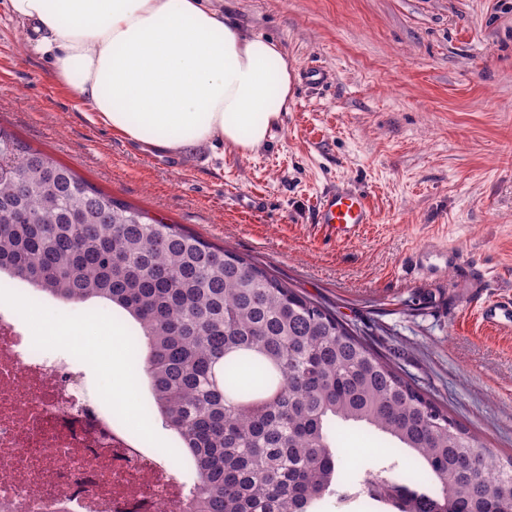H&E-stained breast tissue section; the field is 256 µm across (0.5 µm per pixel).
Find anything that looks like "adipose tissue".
I'll return each instance as SVG.
<instances>
[{
  "label": "adipose tissue",
  "instance_id": "ef3b65f1",
  "mask_svg": "<svg viewBox=\"0 0 512 512\" xmlns=\"http://www.w3.org/2000/svg\"><path fill=\"white\" fill-rule=\"evenodd\" d=\"M55 79L128 141L156 152H251L288 109L280 46L211 0H6Z\"/></svg>",
  "mask_w": 512,
  "mask_h": 512
}]
</instances>
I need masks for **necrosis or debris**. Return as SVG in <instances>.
Returning a JSON list of instances; mask_svg holds the SVG:
<instances>
[{
  "label": "necrosis or debris",
  "instance_id": "obj_1",
  "mask_svg": "<svg viewBox=\"0 0 512 512\" xmlns=\"http://www.w3.org/2000/svg\"><path fill=\"white\" fill-rule=\"evenodd\" d=\"M82 379L0 314V512H179L181 460L89 404Z\"/></svg>",
  "mask_w": 512,
  "mask_h": 512
}]
</instances>
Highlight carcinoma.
<instances>
[{
    "label": "carcinoma",
    "mask_w": 512,
    "mask_h": 512,
    "mask_svg": "<svg viewBox=\"0 0 512 512\" xmlns=\"http://www.w3.org/2000/svg\"><path fill=\"white\" fill-rule=\"evenodd\" d=\"M0 273L132 319L130 365L195 479L185 512H512V456L469 432L349 324L265 268L105 194L0 128ZM409 453L346 471L343 427Z\"/></svg>",
    "instance_id": "cac0c4a2"
}]
</instances>
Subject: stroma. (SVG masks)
I'll list each match as a JSON object with an SVG mask.
<instances>
[{
    "instance_id": "obj_1",
    "label": "stroma",
    "mask_w": 512,
    "mask_h": 512,
    "mask_svg": "<svg viewBox=\"0 0 512 512\" xmlns=\"http://www.w3.org/2000/svg\"><path fill=\"white\" fill-rule=\"evenodd\" d=\"M278 43L293 76L281 124L258 150L144 158L93 122L29 46L0 0V126L103 192L266 268L329 307L477 443L512 455V0H215ZM330 73L321 85L309 66ZM332 187L368 195L375 217L349 241L319 231ZM261 195L262 209L240 196ZM75 360L92 402L129 371L40 335ZM133 399L131 427L156 451L177 436ZM346 427V463L382 460Z\"/></svg>"
}]
</instances>
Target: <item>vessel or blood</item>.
<instances>
[{
    "label": "vessel or blood",
    "mask_w": 512,
    "mask_h": 512,
    "mask_svg": "<svg viewBox=\"0 0 512 512\" xmlns=\"http://www.w3.org/2000/svg\"><path fill=\"white\" fill-rule=\"evenodd\" d=\"M367 196L345 189L321 194L316 206V224L325 237L340 242L350 240L361 225L372 223Z\"/></svg>",
    "instance_id": "vessel-or-blood-1"
}]
</instances>
